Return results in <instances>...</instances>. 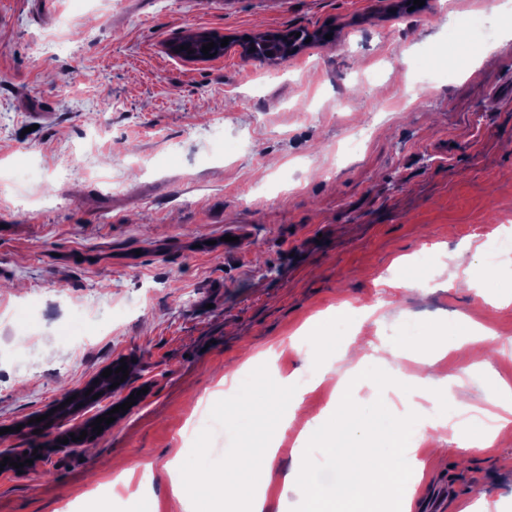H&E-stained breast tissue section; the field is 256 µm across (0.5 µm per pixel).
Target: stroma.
<instances>
[{"label":"stroma","instance_id":"35a3bbf8","mask_svg":"<svg viewBox=\"0 0 512 512\" xmlns=\"http://www.w3.org/2000/svg\"><path fill=\"white\" fill-rule=\"evenodd\" d=\"M489 2L425 0L408 13L397 0H0V428L39 417L119 359L145 391L79 446L58 438L111 398L0 437V453L46 451L43 467L0 474V512L67 501L192 512L176 493L188 428L228 397V365L260 359L274 380L307 386L300 412L320 411L349 364L310 386L306 340L340 318L376 343L409 321L495 332L491 352L440 359L437 376L458 381L429 413L451 393L483 408L512 387V304H493L512 256L486 277L512 228V39L483 36ZM286 28L330 29L335 42L275 65L235 44ZM452 31L485 52L479 66L454 55ZM198 33L234 44L209 61L169 53ZM44 41L52 49L35 52ZM430 45L443 58L427 82ZM367 125L360 151L343 153L346 129ZM231 231L245 234L235 253L222 242ZM424 251L437 258L428 288L387 287L396 258ZM301 427L291 422L272 461L267 512H296L284 479ZM418 457L410 512H427L444 479L460 491L447 512L473 505L477 483L487 512H512V436L441 457L425 444ZM119 459L149 468L138 495L101 493Z\"/></svg>","mask_w":512,"mask_h":512}]
</instances>
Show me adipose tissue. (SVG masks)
I'll return each mask as SVG.
<instances>
[{"label": "adipose tissue", "instance_id": "obj_1", "mask_svg": "<svg viewBox=\"0 0 512 512\" xmlns=\"http://www.w3.org/2000/svg\"><path fill=\"white\" fill-rule=\"evenodd\" d=\"M401 345L415 352L425 367L424 372L398 382L396 392L406 399L402 410L382 404L375 409V423L367 430H360V405L344 394L346 381L341 378L336 384L334 410H322L307 417L292 448L295 465L285 478L286 484L295 487L302 497L305 512H327L328 504L336 501L367 503L374 498L386 502L387 512H410L411 486L418 477L413 464L421 441L430 440L434 451L438 452L450 439L459 450L465 451L473 443L503 433L512 434V419L508 417H497L492 425L479 419H459L463 405L453 399L433 420L420 415L414 397L433 381V368L444 354L447 337L434 334L407 336L398 345L352 342L346 347L344 356L357 366L372 360L382 364L387 357L395 355ZM325 437L329 438L330 444L322 448V454L338 470L337 482L329 488L315 482L313 470L307 465L312 447Z\"/></svg>", "mask_w": 512, "mask_h": 512}]
</instances>
